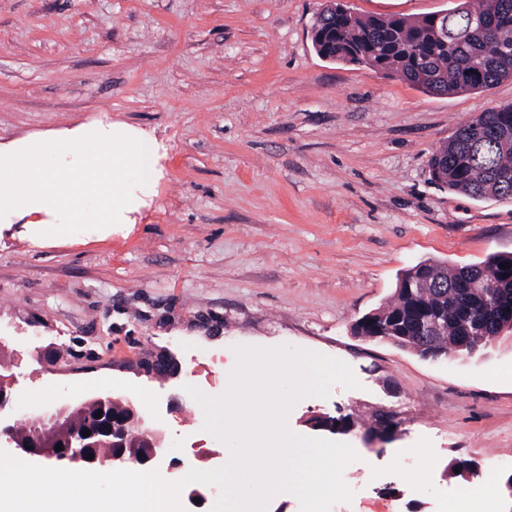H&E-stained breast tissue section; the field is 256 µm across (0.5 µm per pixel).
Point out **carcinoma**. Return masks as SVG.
<instances>
[{
  "label": "carcinoma",
  "instance_id": "cac0c4a2",
  "mask_svg": "<svg viewBox=\"0 0 512 512\" xmlns=\"http://www.w3.org/2000/svg\"><path fill=\"white\" fill-rule=\"evenodd\" d=\"M512 0H459L448 15L421 18L361 17L341 4L315 17V49L324 58L363 65L433 95L452 96L490 89L512 79ZM431 179L473 199L512 200V105L490 108L459 125L430 159ZM511 267L505 269L503 265ZM429 280L411 291L395 290L376 309L397 318L407 300L443 312L434 341L448 355L469 357L460 337L482 351L512 333V313L495 315L472 306L483 285L497 304L512 302V255L491 254L460 267L426 260Z\"/></svg>",
  "mask_w": 512,
  "mask_h": 512
}]
</instances>
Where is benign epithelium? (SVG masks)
<instances>
[{
    "label": "benign epithelium",
    "mask_w": 512,
    "mask_h": 512,
    "mask_svg": "<svg viewBox=\"0 0 512 512\" xmlns=\"http://www.w3.org/2000/svg\"><path fill=\"white\" fill-rule=\"evenodd\" d=\"M439 317L415 303L408 306L401 327L417 328L421 331L419 351L426 359L443 357L432 340L438 327ZM356 333L366 340L394 342L391 327L375 321L368 314L355 323ZM139 368L148 376L160 380L176 378L181 373V364L167 351L148 352L137 361ZM101 412V417L94 413ZM38 426L25 436L17 433L16 425L0 415V444L15 448L31 457L51 460L61 467L84 468L114 465H136L156 468L167 465L170 472L180 463L168 460L170 448L163 433L153 430L138 409L130 402H122L102 394L79 402H60L35 419ZM398 426L392 415H378L372 435L380 441L396 434ZM90 435H82L83 430ZM63 449L58 451V444ZM94 459H88V455Z\"/></svg>",
    "instance_id": "1"
}]
</instances>
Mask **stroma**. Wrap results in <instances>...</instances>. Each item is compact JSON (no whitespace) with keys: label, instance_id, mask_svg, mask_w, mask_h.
Masks as SVG:
<instances>
[{"label":"stroma","instance_id":"stroma-1","mask_svg":"<svg viewBox=\"0 0 512 512\" xmlns=\"http://www.w3.org/2000/svg\"><path fill=\"white\" fill-rule=\"evenodd\" d=\"M361 16L420 17L456 0H343ZM322 0H0V148L97 122L159 144L160 175L133 223L65 237L54 217L0 223V364L17 424L101 393L139 405L179 475L224 466L186 391L223 395L240 347L346 362L358 388L297 401L312 416L392 413L396 435L353 447L341 512H440L498 485L512 512V335L464 360H429L355 335L400 273L433 259L512 254V201L436 185L429 159L458 125L512 103V79L436 96L321 57ZM167 348L180 378L140 374ZM59 352L46 365L44 350ZM461 461L475 474L452 470Z\"/></svg>","mask_w":512,"mask_h":512}]
</instances>
